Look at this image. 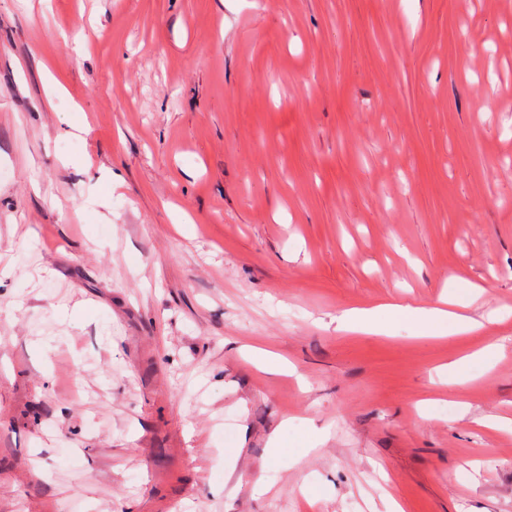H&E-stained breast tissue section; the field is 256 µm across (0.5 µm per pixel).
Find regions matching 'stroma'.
Returning a JSON list of instances; mask_svg holds the SVG:
<instances>
[{
	"label": "stroma",
	"instance_id": "obj_1",
	"mask_svg": "<svg viewBox=\"0 0 512 512\" xmlns=\"http://www.w3.org/2000/svg\"><path fill=\"white\" fill-rule=\"evenodd\" d=\"M395 501L512 512V0H0V512ZM393 308L404 317L418 323L437 324L447 320L452 325L454 332L457 333L469 331L474 327V322L470 318L439 308L421 309L411 305L394 306Z\"/></svg>",
	"mask_w": 512,
	"mask_h": 512
}]
</instances>
